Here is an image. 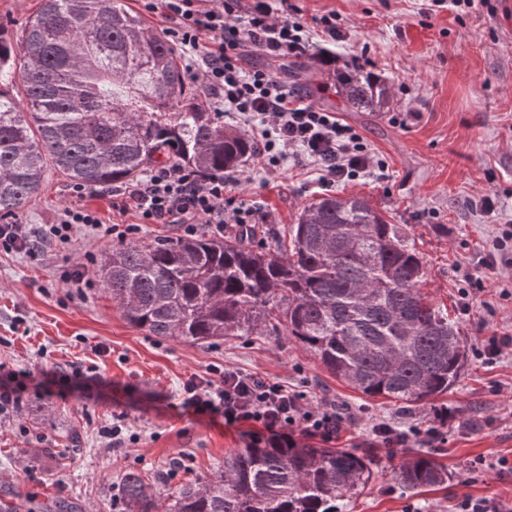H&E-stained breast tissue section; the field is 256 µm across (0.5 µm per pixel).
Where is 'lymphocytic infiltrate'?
Instances as JSON below:
<instances>
[{
	"label": "lymphocytic infiltrate",
	"instance_id": "obj_1",
	"mask_svg": "<svg viewBox=\"0 0 512 512\" xmlns=\"http://www.w3.org/2000/svg\"><path fill=\"white\" fill-rule=\"evenodd\" d=\"M145 11L169 21L172 42L186 61L190 79L204 90L214 111L233 119L253 140V160L270 169L294 158L314 165L324 186L374 175L384 164L364 137L324 111L295 97L285 81L266 68L245 67L243 49L253 45L282 59L309 51L310 33L291 20L288 0H140ZM223 176L203 174L178 164L149 170L144 178L120 188L122 208H133L143 224H173L186 236L206 228L215 237L247 233L255 211L236 196L225 195ZM135 226L106 225L95 211L68 207L52 224L0 225V251L38 257L45 245L67 248L82 233L94 249L112 239H126ZM183 405L198 413L220 414L224 425H251L252 441L285 444L295 436L328 442L343 429L335 403L311 406L280 382L236 368L213 378H192L182 388Z\"/></svg>",
	"mask_w": 512,
	"mask_h": 512
}]
</instances>
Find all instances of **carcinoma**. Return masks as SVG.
Returning <instances> with one entry per match:
<instances>
[{
  "label": "carcinoma",
  "instance_id": "1",
  "mask_svg": "<svg viewBox=\"0 0 512 512\" xmlns=\"http://www.w3.org/2000/svg\"><path fill=\"white\" fill-rule=\"evenodd\" d=\"M355 112L390 101L379 75L319 54ZM254 152L187 81L166 32L126 0H42L14 41L0 30V222L15 223L45 168L88 187L125 184L160 158L204 174L236 170ZM129 243L99 281L132 326L158 340L218 342L275 334L313 353L368 397L409 408L447 393L466 366L460 325L421 293L423 257L407 229L365 199L324 197L289 229ZM373 458L293 442L247 443L224 469L159 499L141 472L120 487L124 512H339L369 481ZM405 486L447 474L417 457Z\"/></svg>",
  "mask_w": 512,
  "mask_h": 512
}]
</instances>
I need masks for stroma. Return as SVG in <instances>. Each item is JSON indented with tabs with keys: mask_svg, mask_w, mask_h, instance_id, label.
<instances>
[{
	"mask_svg": "<svg viewBox=\"0 0 512 512\" xmlns=\"http://www.w3.org/2000/svg\"><path fill=\"white\" fill-rule=\"evenodd\" d=\"M299 20L310 23L314 49L380 74L390 91L382 112H354L312 55L267 60L246 50L250 66H270L315 106L354 127L382 159V176L325 189L315 169L287 162L268 172L246 164L230 173L233 194L245 199L278 234H286L304 206L325 193L365 197L392 224L411 230L426 274L421 291L446 309L464 333L467 368L447 393L409 409L370 398L334 377L310 352L284 336L254 335L219 343L158 341L131 326L110 294L95 285L86 299L70 296L66 272L97 264L112 251L104 245L97 263L86 264L81 243L46 249L37 260L0 252V364L13 369L49 366L69 372L79 366L98 381L87 392L57 382L52 395L27 390L19 410L0 416V486L13 489L0 512H46L65 497L80 512H117L122 478L129 470L148 474L158 497L203 480L243 447L246 429L226 428L222 416L184 408L180 392L190 377L214 366H232L280 381L317 404L336 402L344 430L336 448L370 451L375 474L343 512H453L459 496L512 498V472L497 468L512 458V346L490 361L478 354L489 338L512 337V302L500 297L512 270L486 276L481 262L492 223L478 208L497 192L512 214V0H482L476 9L432 8L431 0H291ZM336 13L341 34L330 38L313 19ZM495 181H488V174ZM71 183L47 169L38 195L20 213L22 224L52 223L59 210L83 204L108 224H139L135 211L115 208L106 195L78 198ZM136 241L174 238L167 224H139ZM473 287L470 310L461 290ZM125 416L137 444L106 448L99 430ZM381 422L406 430L438 426L428 445L411 438L389 452L372 445ZM427 455L448 472L447 483L425 492L395 478L403 462ZM488 469L475 473L473 459Z\"/></svg>",
	"mask_w": 512,
	"mask_h": 512,
	"instance_id": "stroma-1",
	"label": "stroma"
}]
</instances>
